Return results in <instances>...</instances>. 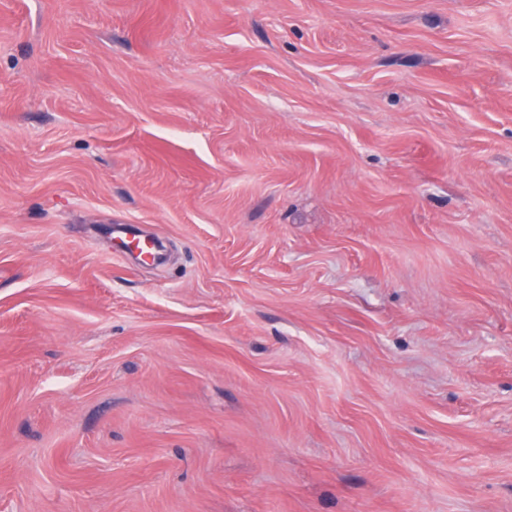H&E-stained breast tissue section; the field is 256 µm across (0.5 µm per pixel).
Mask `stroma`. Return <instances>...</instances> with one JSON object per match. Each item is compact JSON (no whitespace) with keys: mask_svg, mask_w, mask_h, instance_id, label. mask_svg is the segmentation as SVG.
Instances as JSON below:
<instances>
[{"mask_svg":"<svg viewBox=\"0 0 512 512\" xmlns=\"http://www.w3.org/2000/svg\"><path fill=\"white\" fill-rule=\"evenodd\" d=\"M0 512H512V0H0Z\"/></svg>","mask_w":512,"mask_h":512,"instance_id":"35a3bbf8","label":"stroma"}]
</instances>
